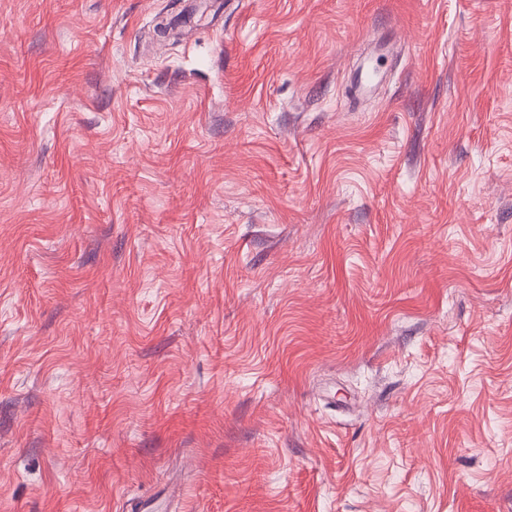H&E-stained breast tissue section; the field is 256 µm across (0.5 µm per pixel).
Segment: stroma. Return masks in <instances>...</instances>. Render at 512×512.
I'll list each match as a JSON object with an SVG mask.
<instances>
[{"label":"stroma","instance_id":"obj_1","mask_svg":"<svg viewBox=\"0 0 512 512\" xmlns=\"http://www.w3.org/2000/svg\"><path fill=\"white\" fill-rule=\"evenodd\" d=\"M0 0V512H512V0Z\"/></svg>","mask_w":512,"mask_h":512}]
</instances>
